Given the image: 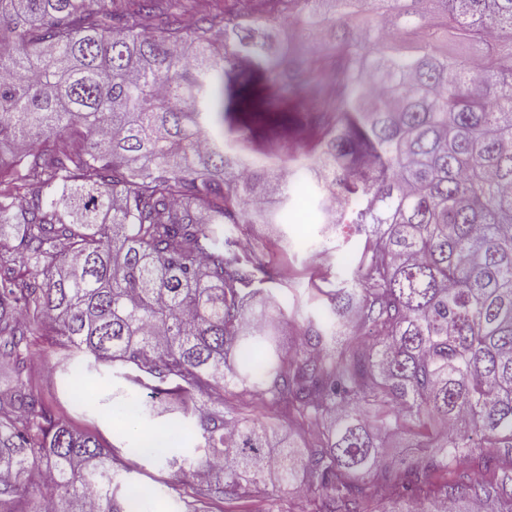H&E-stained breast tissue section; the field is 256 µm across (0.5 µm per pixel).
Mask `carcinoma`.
<instances>
[{
  "label": "carcinoma",
  "mask_w": 512,
  "mask_h": 512,
  "mask_svg": "<svg viewBox=\"0 0 512 512\" xmlns=\"http://www.w3.org/2000/svg\"><path fill=\"white\" fill-rule=\"evenodd\" d=\"M292 16L334 41L295 56L277 41ZM436 17L467 53L439 49ZM281 130L303 182L253 165L281 163L256 145ZM2 145L0 512H148L112 447L32 383L38 336L78 395L82 356L194 401L146 443L193 444L158 457L208 472L187 512L272 479L295 486L292 512H512V0H266L249 17L238 0H0ZM301 194L365 242L312 289L327 319L298 322L289 351L277 324L297 312L264 288L279 272L226 225L286 224ZM107 401L158 417L121 387ZM401 435L424 453L388 465ZM476 447L494 477L460 472Z\"/></svg>",
  "instance_id": "obj_1"
}]
</instances>
